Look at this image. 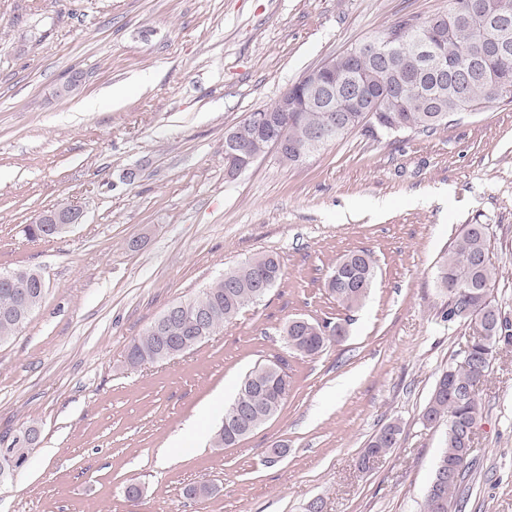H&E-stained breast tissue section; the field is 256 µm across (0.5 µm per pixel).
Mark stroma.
<instances>
[{
  "instance_id": "obj_1",
  "label": "stroma",
  "mask_w": 512,
  "mask_h": 512,
  "mask_svg": "<svg viewBox=\"0 0 512 512\" xmlns=\"http://www.w3.org/2000/svg\"><path fill=\"white\" fill-rule=\"evenodd\" d=\"M448 0H0V272L40 271L41 305L0 343V438L41 436L0 512H420L444 427L421 420L472 333L441 322L438 266L483 224L512 318V104L455 115L432 134L354 132L305 162L267 153L236 178L224 134L303 74L392 22ZM79 86L60 88L72 74ZM81 207L60 237L29 239L44 210ZM368 251L358 309L329 295L336 262ZM260 254L282 277L204 343L138 369L127 346L171 305ZM345 321L315 357L290 353L289 320ZM288 359L280 415L212 444L238 380ZM463 512H512V344L481 387ZM402 434L361 456L391 420ZM198 424L203 440L185 438ZM284 458L268 464L273 446ZM143 485L138 503L128 483ZM211 496L192 500L188 485ZM402 434L401 425L398 421H391L384 425L376 434L369 440L367 447L362 456V462L367 464L369 455V464L381 458L384 455H375L380 453L387 454L391 448L400 440Z\"/></svg>"
}]
</instances>
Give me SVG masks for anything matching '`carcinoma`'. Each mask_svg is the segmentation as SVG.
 <instances>
[{"label": "carcinoma", "instance_id": "1", "mask_svg": "<svg viewBox=\"0 0 512 512\" xmlns=\"http://www.w3.org/2000/svg\"><path fill=\"white\" fill-rule=\"evenodd\" d=\"M450 8L463 14L453 31L448 33L433 28V44L441 71L417 67L409 62L390 61L382 64L375 57H352L343 52L330 60L332 71L328 80H336V104L342 87L339 86L352 71L362 76V94L365 103L374 112H348L347 126L336 132L334 140L358 130L374 139L394 136L405 131L433 133L448 125L466 104L476 112L484 104L498 100L512 103V93L492 96V86L506 83L512 87V52L484 64V71L474 70L469 78H460L462 58L479 29L471 25L464 14H478L491 4L497 10L512 16V0H449ZM279 124L284 140L288 142V162L294 160L295 148L309 144L314 133L325 128V112H279ZM497 269L489 259V239L482 224H468L460 238L438 266L439 286L446 290L448 303L440 311L443 322L467 321L470 314L497 306L491 288L497 279ZM376 276L374 261L366 251L353 252L340 260L329 274L326 286L329 293L346 310L352 311L365 301ZM281 278L278 260L269 255L254 257L224 273V277L188 301L193 308L211 312L206 335L211 336L221 326L232 322L245 307L257 303ZM46 290L35 289L29 303L17 301L0 288V343L14 337L27 323L32 312L41 304ZM194 317L186 315L165 328L152 323L144 335L133 340L126 349L125 359L132 368H138L157 358L173 359L181 355L184 342H193L189 334ZM347 333L341 322L323 323L301 319L288 322L284 336L288 347L302 356L321 353L334 337ZM512 335V322L504 314L498 321L485 326L484 338L473 344V359L458 358L448 364L438 376L435 387L422 413V420L432 425L439 420L448 422L441 451L433 475L425 491L421 512H460L459 491L473 465L470 446L463 442L457 426L479 421L482 415L479 386L490 364L484 363L485 345L497 347L501 339ZM290 386L288 369L282 373L267 372L260 365L239 382L233 401L224 408L228 413L240 406L249 423L260 428L280 413ZM401 425L391 421L369 440L362 456L388 453L400 440ZM241 440L237 425L226 422L214 436L215 447L227 448Z\"/></svg>", "mask_w": 512, "mask_h": 512}]
</instances>
